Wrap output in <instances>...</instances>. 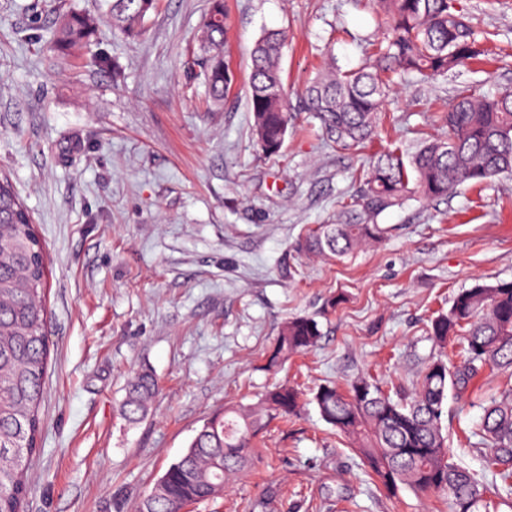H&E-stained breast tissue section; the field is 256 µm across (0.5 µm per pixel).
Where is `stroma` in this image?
Returning <instances> with one entry per match:
<instances>
[{"mask_svg": "<svg viewBox=\"0 0 512 512\" xmlns=\"http://www.w3.org/2000/svg\"><path fill=\"white\" fill-rule=\"evenodd\" d=\"M458 4L487 64L402 81L373 147L341 150L300 96L328 59L350 69L366 58L387 22L376 0H224L236 81L213 109L193 64L210 0H159L143 36L103 24L67 55L52 42L57 18L101 15L102 0H0V173L46 247L51 341L25 512H135L204 422L283 382L303 395L298 414L271 422L261 460L193 512H448L408 488L388 495L308 396L364 374L412 389L438 352L431 319L462 289L512 280V178L411 197L379 216V244L340 261L298 243L335 223L373 151L442 135L460 93L512 86V0ZM269 29L288 32L290 114L272 158L249 108L250 54ZM300 316L318 321L317 346L265 371ZM141 370L158 393L132 424L119 404ZM509 387L512 374L487 365L448 394L453 459L489 487L499 477L477 434L481 404Z\"/></svg>", "mask_w": 512, "mask_h": 512, "instance_id": "35a3bbf8", "label": "stroma"}]
</instances>
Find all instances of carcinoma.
Instances as JSON below:
<instances>
[{"mask_svg": "<svg viewBox=\"0 0 512 512\" xmlns=\"http://www.w3.org/2000/svg\"><path fill=\"white\" fill-rule=\"evenodd\" d=\"M95 18L70 11L59 18L53 43L69 52L86 44L100 22L127 36H141L156 0H104ZM389 21L358 67L331 62L302 93L305 110L320 121L326 140L341 147L371 141L395 80L412 74L444 77L484 54L482 43L457 0H381ZM224 0H211L198 42L212 104L223 103L235 82L224 60ZM283 29L266 32L251 52L249 104L253 134L263 153L275 155L288 136L290 116L283 86ZM448 135L377 154L359 173L360 189L344 204L335 224H322L301 247L331 259L344 258L379 242L378 217L416 195L426 202L448 197L467 183L512 175V86L494 96L464 94L444 116ZM31 212L11 179L0 174V512H23L29 490L28 461L41 445L40 406L46 393L50 343L45 330L46 267ZM433 342L445 349L461 339L462 361L448 367L434 357L408 394L385 392L367 377L341 388L322 385L311 397L322 419L348 437L364 464L390 494L407 487L448 501L449 512H489L486 493L473 474L448 452L443 417L448 389L465 391L481 367L512 372V281L476 284L459 292L448 312L431 324ZM318 322H286L265 369L275 372L297 353L314 347ZM156 393L152 374L127 386L123 415L135 422L148 414ZM299 393L275 386L257 402L224 410L203 424L186 452L157 479L136 512H181L220 496L218 487L250 467L255 440L268 423L294 415ZM480 436L494 450L497 493L512 495V388L483 407Z\"/></svg>", "mask_w": 512, "mask_h": 512, "instance_id": "carcinoma-1", "label": "carcinoma"}]
</instances>
